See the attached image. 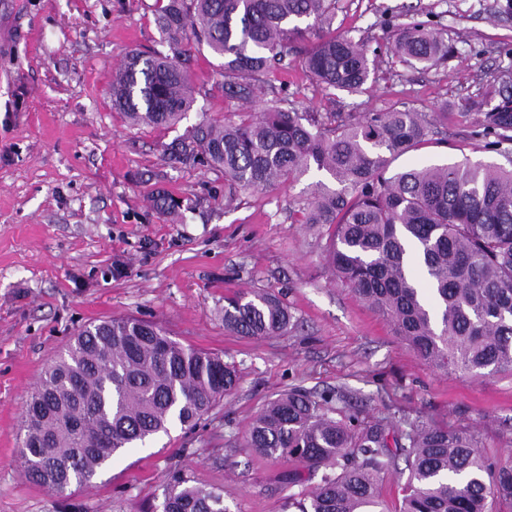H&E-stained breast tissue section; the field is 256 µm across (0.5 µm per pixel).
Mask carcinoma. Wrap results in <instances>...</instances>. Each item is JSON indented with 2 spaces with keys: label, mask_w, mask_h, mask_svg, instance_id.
Masks as SVG:
<instances>
[{
  "label": "carcinoma",
  "mask_w": 512,
  "mask_h": 512,
  "mask_svg": "<svg viewBox=\"0 0 512 512\" xmlns=\"http://www.w3.org/2000/svg\"><path fill=\"white\" fill-rule=\"evenodd\" d=\"M339 0H158L155 22L170 53L126 56L112 79V108L131 126L176 127L196 101L186 62L207 49L221 60L224 96L238 104L224 121L202 119L167 147L172 164L201 165L236 190H267L312 169L319 180L298 202L301 224L331 228L325 259L335 281L391 325L436 371L475 378L512 374V168L461 162L387 175L390 163L442 134L416 107L384 112H301L285 97L253 103L262 77L300 49V65L328 93H362L376 80V50L336 36ZM394 56L436 65L451 50L425 22L397 30ZM488 147L512 142V90L490 85L469 102ZM154 210L192 208L166 193ZM292 315L278 295L243 289L224 298V328L254 338L288 332ZM238 384L218 354L185 347L134 317L82 328L31 387L18 448L26 477L66 495L88 485L113 456L178 423L192 428ZM342 390L294 386L253 416L244 446L296 464L320 482L294 512H379L385 475L409 468L399 512H512V466H498L463 429L415 417L350 410ZM162 512H228L221 490L172 476Z\"/></svg>",
  "instance_id": "1"
}]
</instances>
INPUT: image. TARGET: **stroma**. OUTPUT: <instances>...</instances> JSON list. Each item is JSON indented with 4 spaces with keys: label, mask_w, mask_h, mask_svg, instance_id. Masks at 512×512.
Returning <instances> with one entry per match:
<instances>
[{
    "label": "stroma",
    "mask_w": 512,
    "mask_h": 512,
    "mask_svg": "<svg viewBox=\"0 0 512 512\" xmlns=\"http://www.w3.org/2000/svg\"><path fill=\"white\" fill-rule=\"evenodd\" d=\"M155 0H16L24 30L0 57V512H161L173 471L222 490L229 512H285L288 467L243 445L259 407L294 386L352 390L372 417L416 415L479 433L487 455L512 465V376L470 379L430 368L390 325L337 285L324 258L327 225L301 224L295 202L319 177L229 192L200 166H169L177 130L128 126L112 108V77L133 51L159 50ZM426 21L455 53L427 70L392 53L395 30ZM332 29L369 41L379 77L365 92L328 94L300 68L266 82L303 112H383L412 105L446 137L392 160L390 172L470 159L506 165L476 136L463 104L488 80L512 84V0H341ZM198 93L186 125L223 119L218 61L189 63ZM192 199L175 221L148 195ZM125 265L111 275L114 261ZM268 289L295 326L252 339L224 327L225 294ZM135 316L182 344L221 354L236 390L194 430L174 427L132 448L93 483L59 497L16 460L31 384L88 323Z\"/></svg>",
    "instance_id": "stroma-1"
}]
</instances>
